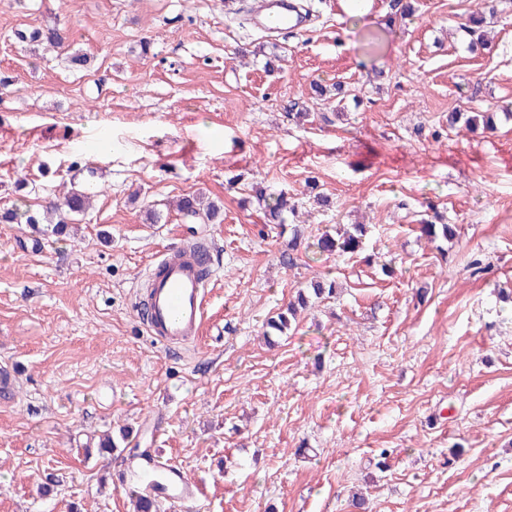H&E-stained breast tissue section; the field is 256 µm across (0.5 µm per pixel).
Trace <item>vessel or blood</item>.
Segmentation results:
<instances>
[{
	"label": "vessel or blood",
	"instance_id": "obj_1",
	"mask_svg": "<svg viewBox=\"0 0 512 512\" xmlns=\"http://www.w3.org/2000/svg\"><path fill=\"white\" fill-rule=\"evenodd\" d=\"M252 22L258 27L302 29L310 20L295 0H255ZM147 331L166 345L184 344L198 337L208 302V281L192 255L176 246L162 252L150 271ZM130 482L148 497L174 502L191 500L193 485L178 467L151 456L133 465Z\"/></svg>",
	"mask_w": 512,
	"mask_h": 512
}]
</instances>
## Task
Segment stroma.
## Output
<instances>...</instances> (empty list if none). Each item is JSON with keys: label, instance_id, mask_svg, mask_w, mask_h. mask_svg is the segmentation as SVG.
Here are the masks:
<instances>
[{"label": "stroma", "instance_id": "obj_1", "mask_svg": "<svg viewBox=\"0 0 512 512\" xmlns=\"http://www.w3.org/2000/svg\"><path fill=\"white\" fill-rule=\"evenodd\" d=\"M494 5L484 48L459 26L485 0H416L370 57L358 31L389 0L356 21L314 0L313 25L278 33L250 27L251 0H0V211L93 196L63 236L0 223V512H133L122 478L147 449L194 484L160 512H356V492L368 512H512V0ZM52 26L61 47L14 37ZM262 44L274 72L235 55ZM256 184L295 198L305 236L369 225L362 253L282 265ZM189 194L218 221L178 213ZM430 206L453 240L422 236ZM203 240L201 332L172 350L137 306L153 258ZM325 275L337 295L266 340ZM463 121L467 130L475 132L479 129H494L492 116L486 112H452L448 115V125L455 126Z\"/></svg>", "mask_w": 512, "mask_h": 512}]
</instances>
